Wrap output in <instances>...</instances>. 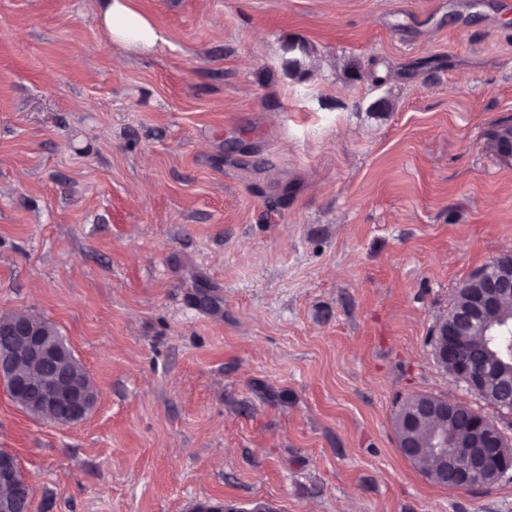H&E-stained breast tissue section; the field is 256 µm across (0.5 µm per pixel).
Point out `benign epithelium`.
Wrapping results in <instances>:
<instances>
[{
  "label": "benign epithelium",
  "instance_id": "obj_1",
  "mask_svg": "<svg viewBox=\"0 0 512 512\" xmlns=\"http://www.w3.org/2000/svg\"><path fill=\"white\" fill-rule=\"evenodd\" d=\"M473 280L478 287L468 292L465 309L448 311L433 330L434 356L438 366L475 394L497 386L498 403L512 410V378L506 375L501 356L492 343H487V364L475 371L463 357L462 337L480 331L484 338L512 334V324L489 321L486 313L512 302V256L498 258L487 269L475 271ZM0 329L7 336L0 345V381L8 382L20 401L28 400L29 415L34 419L57 426H73L83 422L90 413L88 389L72 382L68 372L61 371L51 379L42 376V368L59 360L55 346L44 327L31 315L1 314ZM465 414L468 428L467 447L459 456L448 455V444L456 437L448 433L459 414ZM424 421L442 423L433 433L431 453L438 459L433 477L448 481L453 474L458 490H478L490 486L512 473V441L492 420L479 415L468 404L446 398L421 397L403 416L400 453L411 458L419 454L420 444L414 433ZM9 493L0 495V512H12L16 500L31 493V484L15 482L13 461L0 457V488ZM188 512H277L266 501H253L250 508L241 509L231 503L199 501Z\"/></svg>",
  "mask_w": 512,
  "mask_h": 512
}]
</instances>
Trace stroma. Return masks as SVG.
<instances>
[{"instance_id": "1", "label": "stroma", "mask_w": 512, "mask_h": 512, "mask_svg": "<svg viewBox=\"0 0 512 512\" xmlns=\"http://www.w3.org/2000/svg\"><path fill=\"white\" fill-rule=\"evenodd\" d=\"M133 5L152 49L89 0H0V314L98 394L59 427L0 386L33 512H512V475L434 485L393 428L426 393L512 437L430 336L512 254V0ZM96 20L111 40L133 47H151L162 37L153 21L137 12L131 0H93ZM250 508L241 509L234 504L211 501H199L193 503L188 512H277L273 505L266 501H252Z\"/></svg>"}]
</instances>
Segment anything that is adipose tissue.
<instances>
[{"label": "adipose tissue", "mask_w": 512, "mask_h": 512, "mask_svg": "<svg viewBox=\"0 0 512 512\" xmlns=\"http://www.w3.org/2000/svg\"><path fill=\"white\" fill-rule=\"evenodd\" d=\"M93 12L110 39L133 47H151L161 35L153 21L137 12L131 0H94Z\"/></svg>", "instance_id": "adipose-tissue-1"}]
</instances>
